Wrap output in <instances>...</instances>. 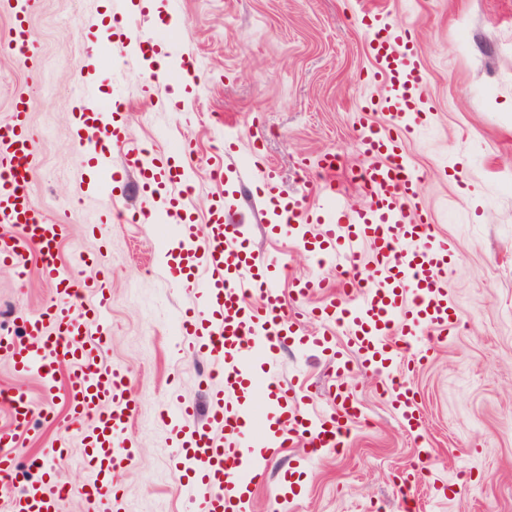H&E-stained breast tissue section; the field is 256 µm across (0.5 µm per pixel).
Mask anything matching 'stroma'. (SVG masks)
Listing matches in <instances>:
<instances>
[{
    "instance_id": "1",
    "label": "stroma",
    "mask_w": 512,
    "mask_h": 512,
    "mask_svg": "<svg viewBox=\"0 0 512 512\" xmlns=\"http://www.w3.org/2000/svg\"><path fill=\"white\" fill-rule=\"evenodd\" d=\"M366 6L413 31L433 116L405 148L423 174L422 202L434 232L457 253L448 291L458 330L430 337V358L408 374L417 392V433L404 429L389 403L386 378L351 357L346 343L333 353L300 347L319 325L309 306H296L295 281L321 276L332 287L336 271L270 236L273 206L255 168L272 165L281 188L299 196L306 166L324 154L338 156L347 170L362 164L359 110L377 93L357 22ZM108 7V0H39L28 21L34 69L0 48V123L9 120L17 95L30 97L32 194L49 218L70 220L62 262L79 278L103 274L110 281L112 335L104 359L125 371L137 405L129 433L136 455L117 475L123 512H192L176 490L167 430L157 419L174 380L199 409L207 407L208 366L183 367L171 353L168 324L189 296L153 272L163 260L154 225L115 216L150 210L152 199H123L112 211L88 201L93 186L74 138L83 51L106 43L92 25ZM156 13L181 20L199 79L150 89L154 60L129 66L123 47L109 46L99 64L115 68L128 101L123 127L154 154L172 140L192 143L197 219L213 197L230 192L250 245L285 264L278 286L300 318L283 354L282 381L304 383L313 408L330 413L337 362L346 360L361 410L341 452L283 449L265 482L250 489L252 512H402L408 498L418 512H512V0H159ZM228 135L235 142L229 152ZM219 151L223 181L210 167ZM103 237L110 247L101 268L84 266L83 256ZM52 296L36 258L21 275L0 267V324L18 326ZM69 375L60 367L59 386L49 392L38 376L16 373L0 356V390L24 388L34 402L27 456H40L59 437L50 415L62 409ZM423 457L426 468L416 470Z\"/></svg>"
}]
</instances>
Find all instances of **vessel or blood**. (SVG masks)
<instances>
[{
	"label": "vessel or blood",
	"instance_id": "1",
	"mask_svg": "<svg viewBox=\"0 0 512 512\" xmlns=\"http://www.w3.org/2000/svg\"><path fill=\"white\" fill-rule=\"evenodd\" d=\"M15 25L0 46L20 63L33 58L25 20L34 0H12ZM359 23L367 35L375 63L374 78L382 94L368 100V112L387 113L389 125L364 120L358 144L362 165L345 176L364 196L351 206L336 188L340 162L324 155L307 194L282 197L274 168L260 171L262 190L273 201L275 228L306 247L320 237L323 261L337 270L352 269L359 287L337 290L319 298L312 315L325 333L343 329L347 345L364 366L387 374V394L393 409L410 429L420 426L415 394L396 362L407 353L413 363L430 352L424 339L453 332L459 321L448 295V272L456 252L433 232L421 205L423 176L406 152L404 141L426 122L430 110L426 72L416 54L409 25L387 22L375 9L362 8ZM113 36L123 40L127 56L138 62L161 53L175 54L177 37L169 28L144 32L124 13L110 15ZM76 139L89 167L107 174L102 201L114 197L122 175L106 155L105 146L123 153L137 169L143 194L157 197V210L138 218L168 233V253L176 266L164 274L193 293L190 307L180 314L175 331L180 340L175 354L192 364L206 357L213 367L209 406L202 423L196 407L180 392H172L159 419L171 428L169 457L179 474L178 491L193 512H252L245 486L258 484L266 474L274 449L301 444L321 453L346 438L349 422L359 410L344 378L332 387L336 412L307 411L306 394L297 384L275 377L281 353L292 332L294 313L269 275V261L250 248L238 225L225 217L223 197L208 207L206 233H199L187 199L194 191V165L188 143L177 142L166 157H152L108 116L123 104L111 71L84 80ZM28 103L15 102L11 122L0 124V224L20 225L17 238L0 237V264L24 266L35 252L54 296L37 314L23 317L19 330L0 332V354L17 371L32 373L53 385L60 365L72 369L66 390V412L60 423L59 445L44 458H67L71 447L81 450L86 480L81 488L89 512H112L119 488L112 472L136 454L129 441L135 414L125 396V374L105 365L103 348L111 334V294L101 281L79 280L58 259L68 232L66 220H50L28 190L31 132ZM268 394L269 409L245 402L255 390ZM10 422L0 426V479L18 478L24 458L22 437L33 416V403L21 388H12ZM71 493L54 469L26 481L11 496L8 512H62Z\"/></svg>",
	"mask_w": 512,
	"mask_h": 512
}]
</instances>
